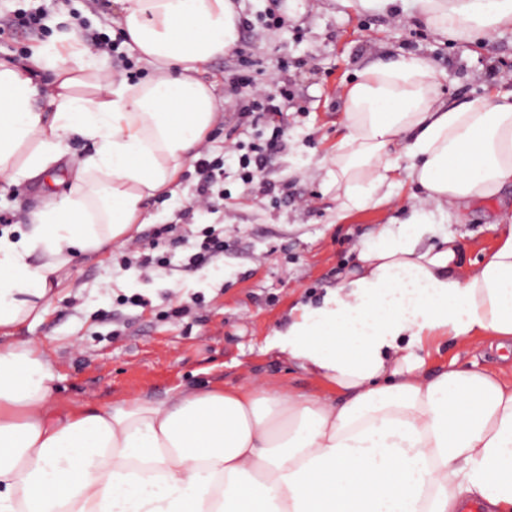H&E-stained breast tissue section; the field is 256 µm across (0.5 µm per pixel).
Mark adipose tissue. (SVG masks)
Instances as JSON below:
<instances>
[{"label": "adipose tissue", "mask_w": 512, "mask_h": 512, "mask_svg": "<svg viewBox=\"0 0 512 512\" xmlns=\"http://www.w3.org/2000/svg\"><path fill=\"white\" fill-rule=\"evenodd\" d=\"M119 2L117 29L151 79L92 66L82 44L0 65V180L38 178L54 198L26 231L0 234V512H468L475 500L512 512V385L426 371L436 340H512V220L469 270L427 220L512 186V91L443 99L412 53L371 60L344 87L327 187L341 219L391 203L405 177L422 194L274 334L326 394L260 384L56 411L51 363L12 336L42 318L77 255L135 238L218 119L200 66L240 41L239 0ZM342 3L407 12L458 42L512 29V0ZM74 134L92 153L69 151Z\"/></svg>", "instance_id": "obj_1"}]
</instances>
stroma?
I'll return each instance as SVG.
<instances>
[{"label":"stroma","instance_id":"stroma-1","mask_svg":"<svg viewBox=\"0 0 512 512\" xmlns=\"http://www.w3.org/2000/svg\"><path fill=\"white\" fill-rule=\"evenodd\" d=\"M242 4V19L258 26V35L242 30L236 51L210 60L197 73L225 104L204 147L212 156H224L232 143L246 146L258 135L239 122L228 103V79L244 65L254 86L282 81L295 94L281 105L282 147L250 184L240 180L237 158H227L222 206L195 204L197 178L191 167L179 176L175 195L148 204L150 221L141 225L137 246L169 256L170 272L121 267L113 251L75 260L43 318L14 335L42 344L58 377L53 398L59 409L85 402L107 408L131 396L161 401L177 388L240 386L256 378L274 389L320 390L318 381L270 348L269 341L284 329L290 308L319 303L336 286L356 244L406 217L416 191L403 182L398 206L337 220L336 194L323 180L325 161L342 133V87L375 57L413 53L436 68L443 98L463 102L512 89V29L453 42L415 21L399 24L385 13H356L338 0H279L286 23L266 29L260 25L266 0ZM118 9L117 0H66L47 31L5 33L0 51L28 56L48 42L111 34ZM50 202L37 182L0 183V215L12 223H26L29 213ZM511 213L509 189L451 217L447 227L463 247L465 268L495 248L493 226ZM156 224L187 225L195 232L223 229L224 256L201 268H184V248L153 245L149 232ZM132 296L145 297L148 306L129 305ZM196 297L203 304L192 314L167 318L169 302ZM451 362L512 380V357L503 358L479 339L463 349L443 344L428 366L436 370Z\"/></svg>","mask_w":512,"mask_h":512}]
</instances>
